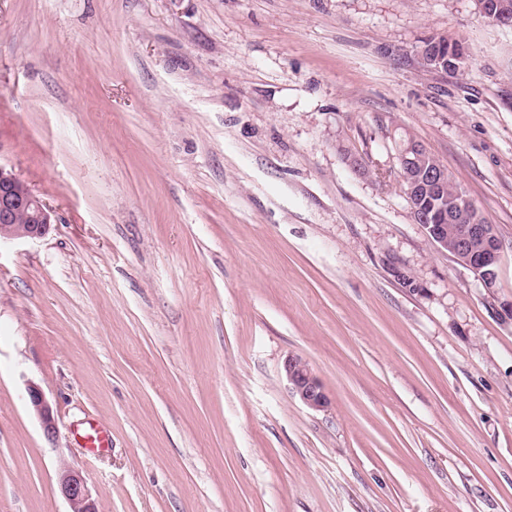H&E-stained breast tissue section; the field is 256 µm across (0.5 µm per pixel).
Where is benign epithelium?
Returning a JSON list of instances; mask_svg holds the SVG:
<instances>
[{"instance_id": "1", "label": "benign epithelium", "mask_w": 512, "mask_h": 512, "mask_svg": "<svg viewBox=\"0 0 512 512\" xmlns=\"http://www.w3.org/2000/svg\"><path fill=\"white\" fill-rule=\"evenodd\" d=\"M477 14L484 20L512 26V15L500 8L489 11L487 0H474ZM440 39H432L420 47L423 63L434 70L448 69L460 71L468 67L469 51L461 45L444 55L436 46ZM402 169L412 171V177H400L407 185L404 193L407 198L431 195L435 198L425 212L418 213L412 208L416 221L422 223L430 239L441 249L448 248L459 257L461 263L492 287L497 280V265L501 244L494 230L469 206L461 193L456 199L448 201L442 190L448 185L447 169L429 160L426 151L416 143L402 147L399 155ZM21 213L29 214L32 223L18 224L16 218ZM464 221L458 235L448 241V219ZM51 224V213L46 204L32 191L24 181L12 172L0 166V241L13 239H37L43 237ZM285 377L289 389L299 401L309 409L322 410L329 404V398L319 379L308 365L299 357H290L284 363ZM31 403L41 421L47 438L56 435V422L53 411L41 390L35 386L29 388ZM59 489L70 505V512H96L84 477L77 471L63 467L59 473Z\"/></svg>"}]
</instances>
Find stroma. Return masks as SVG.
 Returning <instances> with one entry per match:
<instances>
[{"label": "stroma", "instance_id": "stroma-1", "mask_svg": "<svg viewBox=\"0 0 512 512\" xmlns=\"http://www.w3.org/2000/svg\"><path fill=\"white\" fill-rule=\"evenodd\" d=\"M409 138L495 288L414 221ZM0 166L53 214L0 243V512H70L65 466L97 512H512V28L473 0H0ZM440 44H446L440 39H431L430 44L423 43L420 47V57L423 63L434 70L448 71V69L460 71L468 67L469 51L463 45L460 44L454 51L451 49L448 55H443L437 51V48H432L433 45L437 47ZM399 171L412 170L411 180L402 175L404 193L412 205L411 198L418 195H432L437 199L432 201L425 212L418 213V208L412 211L416 221L421 222L430 239L443 250L448 251V243L464 224L453 239L450 248L459 257L461 263L474 272L484 282L487 288H492V282L497 280V265L501 244L490 224L469 206L461 192L456 193L457 184L446 168L430 161L426 151L416 143L406 144L399 155ZM402 167V169H401ZM405 183L407 188H405ZM448 185V196H456L448 202L442 190ZM448 203V206H447ZM467 209V212L465 210ZM464 221L462 224H446L448 218ZM448 253H450L448 251ZM285 377L289 389L309 409L322 410L329 404V398L319 379L299 357H290L284 363ZM29 396L41 421L44 434L47 438H54L56 435V422L53 411L43 393L38 387L32 386L29 388Z\"/></svg>", "mask_w": 512, "mask_h": 512}]
</instances>
